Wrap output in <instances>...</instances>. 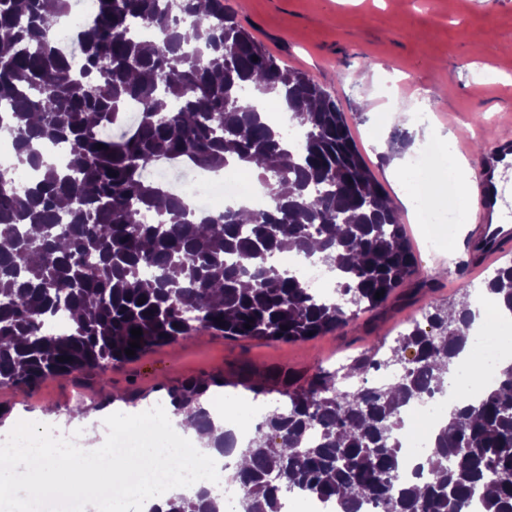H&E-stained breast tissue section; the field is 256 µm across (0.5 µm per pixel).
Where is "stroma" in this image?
Here are the masks:
<instances>
[{"instance_id": "35a3bbf8", "label": "stroma", "mask_w": 512, "mask_h": 512, "mask_svg": "<svg viewBox=\"0 0 512 512\" xmlns=\"http://www.w3.org/2000/svg\"><path fill=\"white\" fill-rule=\"evenodd\" d=\"M275 57L302 70L340 104L372 177L399 207L419 271L432 284L419 301L391 303L373 321L358 318L324 336L283 342L194 335L109 369L104 392L70 379L32 388L0 387V433L53 409L56 427L81 430L115 412L135 413L191 378L295 368L335 371L370 348L386 358L425 306L471 293L465 240L422 245L404 162L426 142L448 138L457 179L479 168L492 138L512 127V0H224ZM84 400V417L70 408Z\"/></svg>"}]
</instances>
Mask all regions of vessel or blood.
<instances>
[{"label": "vessel or blood", "instance_id": "vessel-or-blood-1", "mask_svg": "<svg viewBox=\"0 0 512 512\" xmlns=\"http://www.w3.org/2000/svg\"><path fill=\"white\" fill-rule=\"evenodd\" d=\"M511 169L512 130L496 138L477 175L476 230L467 245L470 273H478L491 262L512 252V225L501 217L504 201L501 175Z\"/></svg>", "mask_w": 512, "mask_h": 512}]
</instances>
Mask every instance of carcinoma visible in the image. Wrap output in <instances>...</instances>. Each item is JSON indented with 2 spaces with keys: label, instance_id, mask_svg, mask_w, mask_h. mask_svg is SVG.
<instances>
[{
  "label": "carcinoma",
  "instance_id": "carcinoma-1",
  "mask_svg": "<svg viewBox=\"0 0 512 512\" xmlns=\"http://www.w3.org/2000/svg\"><path fill=\"white\" fill-rule=\"evenodd\" d=\"M69 2L56 0L50 12L46 0H0V101L10 106L0 131L16 142V164L35 173L17 190L11 172L0 171V385L102 375L130 360L133 328L142 331L137 356L207 332L290 341L332 334L365 310L382 313L407 280L415 287L404 302L430 287L336 101L281 66L222 0H207L203 11L198 0H97L95 23L68 57L48 31ZM136 21L162 38L145 47ZM259 94L280 98L295 141L265 123ZM130 99L142 110L128 129ZM57 143L67 150L62 166L45 154ZM157 160L213 170L253 164L271 207L247 218L240 210L194 215L146 177ZM285 184L294 188L288 196L278 190ZM145 212L160 223H143ZM316 244L336 253L331 300L269 262L289 247L311 259ZM504 279L512 283L511 262L494 270L486 292H499ZM60 311L69 331H46ZM474 319L467 295L449 308L436 303L427 328L400 334L388 357L349 367L364 377L402 363L404 374L382 385L345 390L331 372L304 382L289 370L268 372L253 390L270 385L283 400L240 449L248 466L233 475L236 512H281L287 493L337 512L367 504L468 512L476 497L482 512H512V365L478 401L452 410L410 473L396 442L402 408L447 387L444 373L469 344ZM212 384L188 381L168 398L176 413L196 410L210 447L222 451L224 432L200 403ZM166 505L151 512H218L207 491Z\"/></svg>",
  "mask_w": 512,
  "mask_h": 512
}]
</instances>
